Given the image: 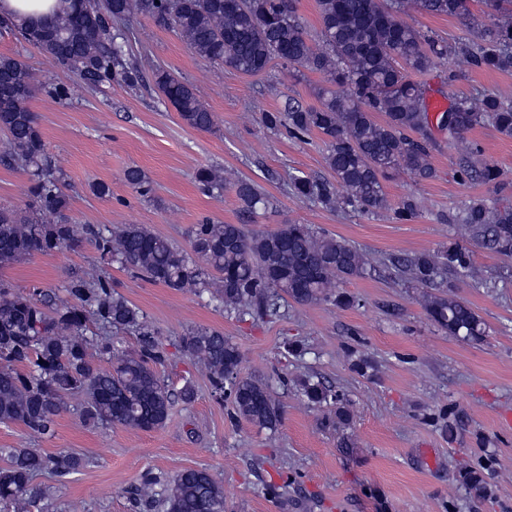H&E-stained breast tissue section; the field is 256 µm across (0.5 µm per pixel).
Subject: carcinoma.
I'll list each match as a JSON object with an SVG mask.
<instances>
[{
	"label": "carcinoma",
	"instance_id": "cac0c4a2",
	"mask_svg": "<svg viewBox=\"0 0 512 512\" xmlns=\"http://www.w3.org/2000/svg\"><path fill=\"white\" fill-rule=\"evenodd\" d=\"M471 0H317L322 44L307 38L296 16L294 0H66L53 19L37 24L0 21L14 30L53 67L75 73L92 89L110 82L135 87L139 69L126 59L121 24L133 15L154 19L175 29L192 53L249 75L267 73L272 64L298 66L322 73L336 88L320 87L318 105L304 107L290 100L263 116L272 129L284 128L299 140L312 133L327 138V165L336 183L295 176L294 195L324 206L350 208L361 214L389 209L383 180L406 171L419 179L435 177L431 162V119L422 85L407 79L405 70H426L448 54V45L431 38L400 18L412 7L428 14L467 18ZM490 26L468 30L461 44L470 63L482 70L512 71V0H484ZM154 82L192 129L210 131L212 112L193 85L166 71ZM36 78L16 56L0 55V131L6 137L0 162L33 169L30 194L36 209L53 221L23 218L0 208V267L89 242L105 264L122 267L149 280L197 296L211 295L238 319L264 320L279 300L299 304H351L338 291L344 281L363 275L374 259L346 241L320 234L309 224H285L273 233L248 236L239 224L204 219L194 225L189 249H182L143 224L102 228L70 222L69 195L63 172L50 156L37 116L28 107ZM436 125L461 145L457 173L461 180L497 186L500 169L477 159V145L465 135L488 125L512 136V97L485 94L460 98L437 114ZM126 182L142 197L153 191L139 167L125 172ZM208 193L234 192L253 211L264 204L255 186L218 168L196 174ZM394 219L407 223L419 217L417 203L401 200ZM456 237L433 251L400 254L389 259L401 280L422 289L426 314L448 335L480 340L486 326L463 300L442 290L451 278L487 286L474 268L465 242L512 258V203L501 205L473 198L447 218ZM94 321L101 335L85 336ZM137 332L138 350L112 358V331ZM181 351L208 372L219 397L230 399L235 417L274 430L281 407L269 385L240 373L242 355L224 332L195 329L181 338ZM108 366H101L102 361ZM165 352L144 313L112 289L104 269L70 277L62 294L35 289L20 292L0 283V424H19L40 438L55 434L57 417L74 393L84 395L83 420L93 426H128L141 430L162 427L176 401L189 403L191 386L175 395L155 366ZM299 391L313 405L333 408L336 423L352 414L340 396L315 376L303 379ZM0 505L12 512H45L47 493L32 487L39 474L50 473L64 483L88 465L79 454H47L40 448H0ZM483 461L467 466L461 482L469 494L486 498L490 484ZM141 512H225L224 487L206 469H185L170 480L152 473L135 490Z\"/></svg>",
	"mask_w": 512,
	"mask_h": 512
}]
</instances>
